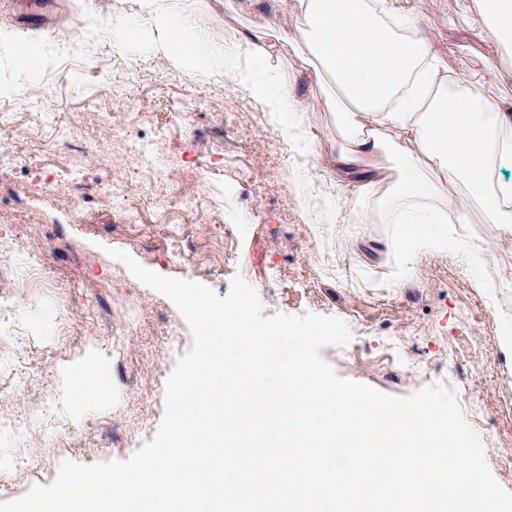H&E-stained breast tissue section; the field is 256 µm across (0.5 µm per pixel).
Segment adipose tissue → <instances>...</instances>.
Segmentation results:
<instances>
[{
  "mask_svg": "<svg viewBox=\"0 0 512 512\" xmlns=\"http://www.w3.org/2000/svg\"><path fill=\"white\" fill-rule=\"evenodd\" d=\"M460 25L494 27L512 49V0H475ZM162 48L176 67L205 64L213 49L187 18L160 13ZM313 79L336 115L330 163L354 173L357 200L409 225L394 248L440 245L430 224L512 229V113L487 108L465 82L446 78L434 46L401 0H298Z\"/></svg>",
  "mask_w": 512,
  "mask_h": 512,
  "instance_id": "adipose-tissue-1",
  "label": "adipose tissue"
}]
</instances>
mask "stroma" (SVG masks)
Wrapping results in <instances>:
<instances>
[{"mask_svg":"<svg viewBox=\"0 0 512 512\" xmlns=\"http://www.w3.org/2000/svg\"><path fill=\"white\" fill-rule=\"evenodd\" d=\"M408 9L438 51L443 73L471 81L479 94L512 110V51L491 56L492 27L464 31L452 19L466 0H407ZM187 17L193 31L223 47L206 65L176 69L158 45L157 13ZM296 0H53L47 22L15 12L0 0V90L14 123L37 129L42 143L63 148L71 127L86 141L106 142L101 169L122 176L123 148L113 144L109 112H151L156 101L182 111L186 132L170 149L205 173L224 157V226L227 242L208 235L192 216L157 224L151 213L126 224L117 202L104 197L78 216L71 183L46 191L37 175H19L0 187L11 205L0 212V237L20 236L0 257V288L23 281L29 292L4 299L0 319V501L50 484L62 461L90 465L125 460L152 441L164 412V384L192 345L174 304L153 291L109 249L126 252L157 274L201 283L226 296L234 277L257 292L264 316L288 312L312 292L317 314L342 319L351 342L320 354L338 376L395 397L434 383L467 382L461 412L477 405L474 427L485 451L512 448V231L497 224L448 227V245L416 258L391 249L406 225L358 202L348 180L333 171L328 154L336 118L324 111V84L314 81L302 41L293 28ZM134 22L118 36L113 19ZM268 58L240 54L244 33L261 23ZM34 51L35 66L15 70L13 53ZM288 80L294 95L312 106L309 119L292 124L293 159L280 158L252 123L263 111L258 89ZM211 105L198 109L194 100ZM232 261H225V248ZM331 253L339 272L305 274L316 251ZM39 257L31 271V257ZM401 339L395 365L382 356V340ZM460 354L449 363L451 354ZM103 371L108 400L73 402L68 377L87 360ZM51 403L40 437L19 439L9 425L24 409Z\"/></svg>","mask_w":512,"mask_h":512,"instance_id":"1","label":"stroma"}]
</instances>
